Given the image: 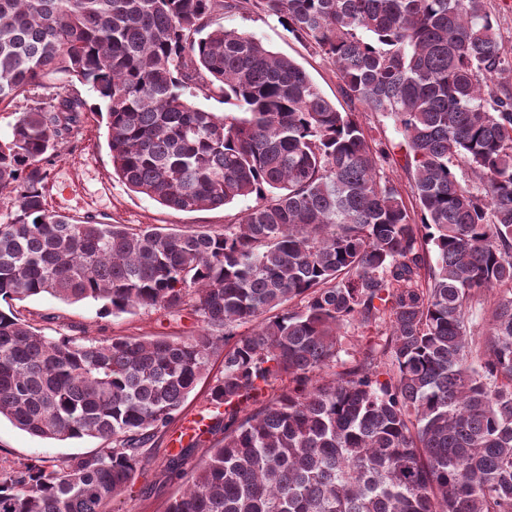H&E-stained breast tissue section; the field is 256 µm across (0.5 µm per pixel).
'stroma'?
I'll return each mask as SVG.
<instances>
[{
	"mask_svg": "<svg viewBox=\"0 0 512 512\" xmlns=\"http://www.w3.org/2000/svg\"><path fill=\"white\" fill-rule=\"evenodd\" d=\"M212 24L249 33L272 51L296 60L332 101H340L335 66L305 43L295 40L277 17L259 9L220 11ZM86 101L77 131L58 144L47 188L50 209L77 221L94 219L110 224H150L163 230L183 227H221L234 222L240 212L253 206L244 199L219 208L195 212L177 211L130 191L112 172L106 141L105 118L92 90L74 84ZM17 315L27 319L49 337L66 333L98 339L112 336H168L182 338L196 330V322L163 310L135 314L105 315L98 302L87 300L68 304L40 295L13 304ZM97 439L59 441L32 436L5 419L0 420V469L24 460L59 464L67 458L101 448ZM148 464L138 471L132 486L116 497L112 512H167L170 499L181 492L184 481L167 468L169 438L161 435L145 449Z\"/></svg>",
	"mask_w": 512,
	"mask_h": 512,
	"instance_id": "stroma-1",
	"label": "stroma"
}]
</instances>
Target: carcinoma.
<instances>
[{
	"instance_id": "obj_1",
	"label": "carcinoma",
	"mask_w": 512,
	"mask_h": 512,
	"mask_svg": "<svg viewBox=\"0 0 512 512\" xmlns=\"http://www.w3.org/2000/svg\"><path fill=\"white\" fill-rule=\"evenodd\" d=\"M252 5L333 63L346 108L209 23ZM57 75L97 94L132 191L187 212L256 204L171 232L49 209L54 152L86 109L45 99ZM19 96L0 141V300H103L202 329L53 338L0 309V418L106 443L0 471V512H108L218 354L224 440L189 472L186 449L170 455L186 486L167 512H512V58L487 0H0V104ZM358 105L399 126L401 159ZM350 327L380 342L347 347Z\"/></svg>"
}]
</instances>
